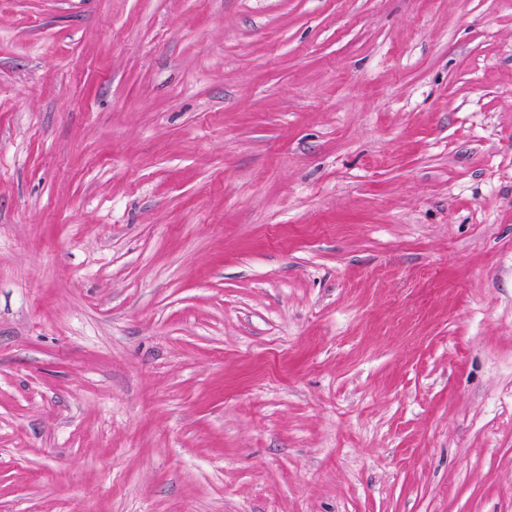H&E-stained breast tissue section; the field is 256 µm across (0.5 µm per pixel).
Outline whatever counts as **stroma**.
Instances as JSON below:
<instances>
[{"instance_id":"obj_1","label":"stroma","mask_w":512,"mask_h":512,"mask_svg":"<svg viewBox=\"0 0 512 512\" xmlns=\"http://www.w3.org/2000/svg\"><path fill=\"white\" fill-rule=\"evenodd\" d=\"M0 512H512V0H0Z\"/></svg>"}]
</instances>
